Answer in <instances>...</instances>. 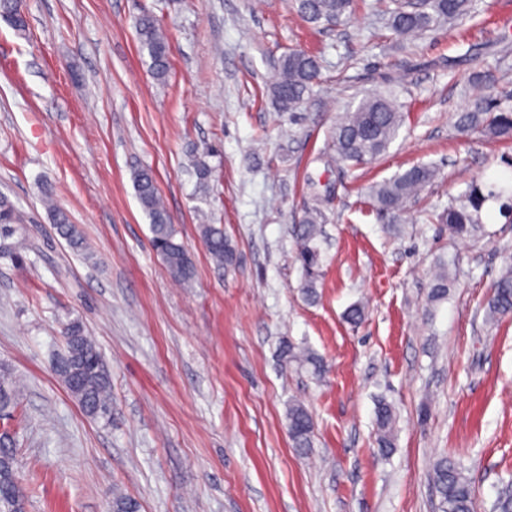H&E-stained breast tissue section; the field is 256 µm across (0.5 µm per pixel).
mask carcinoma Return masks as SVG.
Masks as SVG:
<instances>
[{
  "mask_svg": "<svg viewBox=\"0 0 512 512\" xmlns=\"http://www.w3.org/2000/svg\"><path fill=\"white\" fill-rule=\"evenodd\" d=\"M297 14L316 27L329 28L350 18L354 0H294ZM472 7L471 0H422L415 8L406 0L386 12V25L393 34L410 43L434 31L445 21L466 15ZM0 16L17 31L26 28V14L20 0H0ZM136 31L141 50L150 58V72L158 81L166 78L169 71V42L156 19L148 12L136 21ZM317 56L293 50L280 61L272 94L281 112H293L313 93L320 73ZM403 124L401 104L391 94L367 96L352 112H347L336 121L331 131V143L337 159L354 166L372 161L386 153ZM461 134L479 133L491 140H512V107L507 108L484 91L472 96L471 109L460 112L455 122ZM438 170L430 164H415L394 177L371 185L367 196L379 215L389 218L392 230L407 206L416 201L419 193L432 184ZM138 200L150 220L152 246L170 275L180 281L189 282L194 276L191 258L183 243L176 238L172 219L155 186L152 172L140 169L133 177ZM506 188L490 184L486 188L475 185L465 195V202L450 204L437 215L440 224L448 226V237L464 240L475 236L479 230L477 214L489 200H500ZM56 232L66 240L76 253L87 251L86 239L79 225L71 222L69 214L54 206L51 208ZM323 214L320 208L305 212L297 226L298 259L306 271L304 294L316 298V270L320 264V250L316 239L320 235ZM19 223L12 204L0 196V235L13 232L12 225ZM204 246L219 264L230 266L235 260V250L224 238V233L208 224L202 232ZM450 277L448 264L439 263L434 274L428 298L438 303L448 298ZM512 316V262L490 287L486 299V320L494 322ZM64 352L56 363V372L66 384L72 397L83 411L92 418L108 417L112 413L110 398V375L107 369L98 366L102 361L96 345L84 334L82 326L71 322L62 329ZM281 355L285 362L305 363L314 371H321V359L301 349L289 340L281 343ZM16 405V394L11 382L0 375V413H12ZM377 448L387 455L395 443V412L384 400L378 402ZM288 436L294 448L301 453L312 447L314 420L309 410L296 402L288 407ZM0 459L10 467L0 466V512H22L17 499V472L13 441L9 434H0ZM432 480L440 496L441 512H475L476 490L462 471L458 462L448 457L439 458L433 465ZM140 504L131 496L116 493L112 499V512H139Z\"/></svg>",
  "mask_w": 512,
  "mask_h": 512,
  "instance_id": "1",
  "label": "carcinoma"
}]
</instances>
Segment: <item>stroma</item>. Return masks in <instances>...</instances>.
<instances>
[{
    "label": "stroma",
    "instance_id": "35a3bbf8",
    "mask_svg": "<svg viewBox=\"0 0 512 512\" xmlns=\"http://www.w3.org/2000/svg\"><path fill=\"white\" fill-rule=\"evenodd\" d=\"M144 10L168 36L162 82L139 46ZM292 49L319 56L321 76L281 112L271 85ZM477 82L512 106V0H476L404 47L377 0L321 30L293 0H27L22 33L0 18V195L20 217L0 237V371L18 382L6 423L26 512H110L117 487L141 512H440L442 456L473 481L476 512H490L512 480V317L487 324L484 304L512 224L485 208L484 237L452 240L420 214L471 184H512V143L454 127ZM377 92L403 106L396 140L371 164L337 163V115ZM418 162L439 176L388 232L367 189ZM142 167L190 254L189 283L152 248L133 184ZM47 189L89 256L55 233ZM314 189L329 197L311 301L294 227ZM207 224L223 228L234 265L211 259ZM442 259L456 277L433 305ZM74 320L109 370L110 418L87 417L55 373ZM284 338L323 372L284 364ZM382 399L396 413L385 457ZM293 402L315 421L305 455L288 437ZM377 448L382 455L390 453L395 443V412L385 400L378 402L377 415Z\"/></svg>",
    "mask_w": 512,
    "mask_h": 512
}]
</instances>
